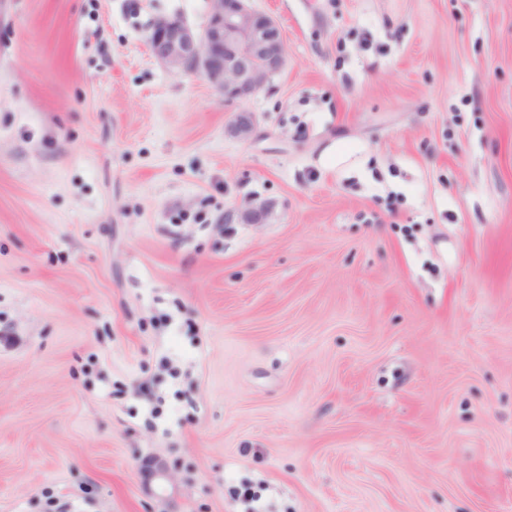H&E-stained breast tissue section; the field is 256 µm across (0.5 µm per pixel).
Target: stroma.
Segmentation results:
<instances>
[{
    "label": "stroma",
    "instance_id": "35a3bbf8",
    "mask_svg": "<svg viewBox=\"0 0 512 512\" xmlns=\"http://www.w3.org/2000/svg\"><path fill=\"white\" fill-rule=\"evenodd\" d=\"M252 4L0 0V512H512V0ZM204 24L192 29L178 16L152 21L146 40L168 70L206 79L234 102L263 89L287 63V47L275 18L251 0H209Z\"/></svg>",
    "mask_w": 512,
    "mask_h": 512
}]
</instances>
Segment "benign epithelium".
Instances as JSON below:
<instances>
[{"mask_svg":"<svg viewBox=\"0 0 512 512\" xmlns=\"http://www.w3.org/2000/svg\"><path fill=\"white\" fill-rule=\"evenodd\" d=\"M204 24L193 29L178 16L152 21L146 40L153 56L168 70L206 79L234 102L263 89L287 63V47L275 18L252 6L251 0H209ZM255 115H236L230 132L249 137Z\"/></svg>","mask_w":512,"mask_h":512,"instance_id":"benign-epithelium-1","label":"benign epithelium"}]
</instances>
